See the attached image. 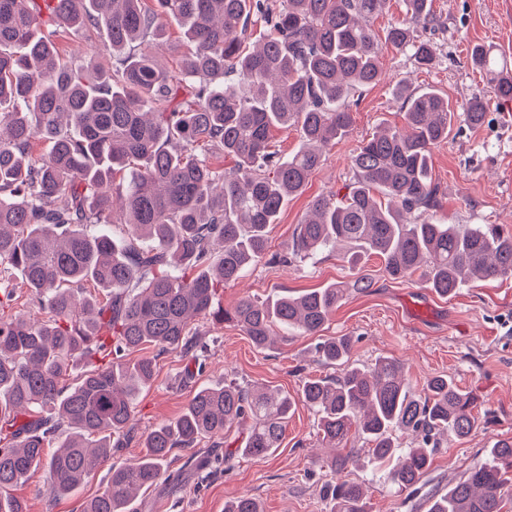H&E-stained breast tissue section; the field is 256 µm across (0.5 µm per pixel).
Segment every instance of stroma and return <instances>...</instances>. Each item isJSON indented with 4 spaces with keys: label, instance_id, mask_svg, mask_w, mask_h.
<instances>
[{
    "label": "stroma",
    "instance_id": "obj_1",
    "mask_svg": "<svg viewBox=\"0 0 512 512\" xmlns=\"http://www.w3.org/2000/svg\"><path fill=\"white\" fill-rule=\"evenodd\" d=\"M433 10L440 24L428 35L432 65L422 69L410 53L384 49L383 80L363 92L352 108L350 135L327 151L305 191L289 198L270 225V252L288 253L315 196L344 193L352 178L353 151L365 136L380 127L404 126L402 103L391 93L401 80L414 91L435 89L455 107L476 96L488 100L481 125L452 126L447 144L432 153L431 176L440 189V203L430 220L512 225V102L491 98L484 74L468 62L473 45L483 44L512 65V0H433ZM364 271L371 288L346 293L326 335L351 338L352 363L369 366L381 356L400 360L414 391H421L430 376L452 378L478 397L479 415L490 418L467 439L442 440L415 493L374 476L368 458L348 467V476L368 487V512H427L431 495L452 487L467 467L486 459L496 440L512 438V278L478 282L442 298L420 275L390 279L378 258H369ZM351 280L336 251L302 262H261L220 290L217 301L228 308L246 296L263 300ZM191 332L204 344L197 357L155 346L144 349V356L154 358L156 373L136 398V434L177 419L204 386L234 380L294 396L306 378L337 373L318 361L313 336L281 332L272 349L259 350L227 324L199 318L192 321ZM188 368L194 371L189 378L184 375ZM248 435L245 424L227 434L223 448L233 454L228 469L201 471L172 492L161 485L139 492L133 512H224L226 502L242 495L256 498L262 512H330L326 484L332 475L324 462L332 451L322 445L311 409L296 405L279 448L266 457L241 455ZM107 474V468H100L76 491L55 498L39 468L13 493L27 501L29 512H81L82 503L103 490Z\"/></svg>",
    "mask_w": 512,
    "mask_h": 512
}]
</instances>
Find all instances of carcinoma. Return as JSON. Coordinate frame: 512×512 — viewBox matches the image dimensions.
<instances>
[{
	"instance_id": "1",
	"label": "carcinoma",
	"mask_w": 512,
	"mask_h": 512,
	"mask_svg": "<svg viewBox=\"0 0 512 512\" xmlns=\"http://www.w3.org/2000/svg\"><path fill=\"white\" fill-rule=\"evenodd\" d=\"M388 0H0V265L21 270L33 305L46 318L15 311L14 290L0 285V512H28L11 495L44 466L47 490L69 494L134 438L133 398L155 376V362L126 356L154 345L189 353L191 320L237 326L259 349L276 329L323 331L344 295L329 285L301 295L246 297L215 307L220 288L267 254L268 228L290 196L301 193L327 150L346 138L350 103L382 80V47L369 19ZM405 15L385 43L409 50L421 67L433 61L421 33L437 17L431 0H404ZM183 29L190 50L174 70L147 49H128L166 25ZM260 26L259 39L247 40ZM81 30L108 36L105 65L88 80L63 62L54 38ZM472 66L494 97L512 101V75L476 45ZM405 127L361 140L352 181L341 197L312 199L292 255L310 258L338 244L355 270L375 255L393 280L419 272L448 297L471 278L512 277V230L501 224H436L429 176L433 149L448 143L454 118L476 126L487 102L474 97L454 111L433 90L396 84ZM293 127L305 146L286 158L272 148L274 129ZM47 154H32L34 141ZM233 160L212 167L211 154ZM119 224L127 238L96 230ZM351 339L327 336L315 353L341 374L307 379L300 393H270L229 382L198 390L174 422L143 435V456L114 464L106 485L82 512H131L136 494L164 474L174 448L202 438L222 443L252 420L241 453L264 457L279 447L301 401L317 415L323 442L339 450L326 466L331 512H367L361 483L345 478L355 449L369 445L376 470L415 489L443 437L464 440L478 426L476 397L448 377L427 379L415 393L404 366L379 357L366 369L350 363ZM107 360L67 382L71 365ZM415 437L404 448L394 432ZM58 449L50 447L59 433ZM512 486V438L497 441L428 512H503ZM224 512H261L242 496Z\"/></svg>"
}]
</instances>
